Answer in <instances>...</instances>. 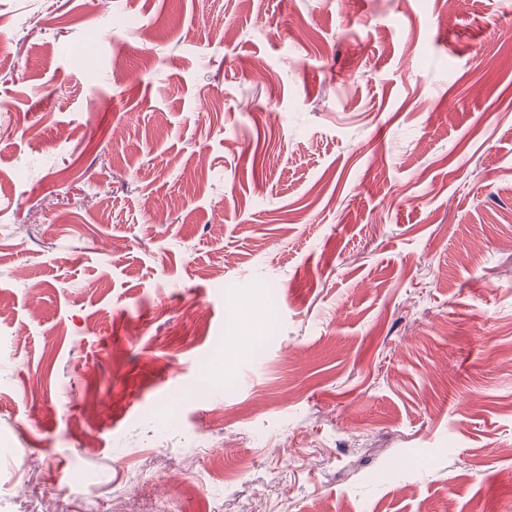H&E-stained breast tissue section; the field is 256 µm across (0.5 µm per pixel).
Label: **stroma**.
Instances as JSON below:
<instances>
[{
	"instance_id": "1",
	"label": "stroma",
	"mask_w": 512,
	"mask_h": 512,
	"mask_svg": "<svg viewBox=\"0 0 512 512\" xmlns=\"http://www.w3.org/2000/svg\"><path fill=\"white\" fill-rule=\"evenodd\" d=\"M509 25L0 0V512H512Z\"/></svg>"
}]
</instances>
